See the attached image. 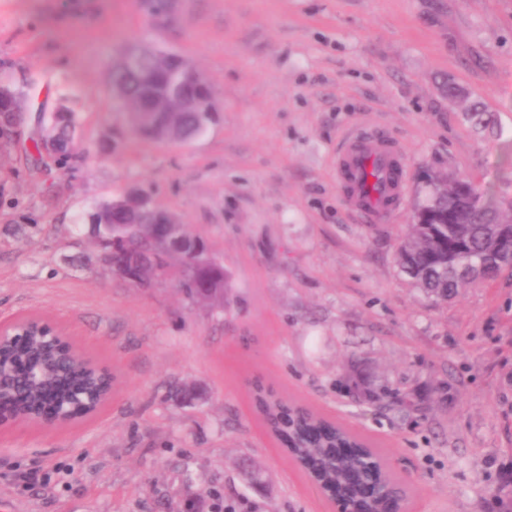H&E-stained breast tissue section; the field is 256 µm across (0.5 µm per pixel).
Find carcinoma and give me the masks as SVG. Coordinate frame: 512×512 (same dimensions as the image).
Here are the masks:
<instances>
[{
    "label": "carcinoma",
    "mask_w": 512,
    "mask_h": 512,
    "mask_svg": "<svg viewBox=\"0 0 512 512\" xmlns=\"http://www.w3.org/2000/svg\"><path fill=\"white\" fill-rule=\"evenodd\" d=\"M167 72L149 63L129 84L131 99L145 107L167 92ZM66 121L58 134L76 145L75 133L78 117L66 108ZM468 119L485 128L490 119L478 103L466 108ZM140 120L131 126L134 133L147 138L146 129L164 125L175 119L184 141L188 142L203 133L197 125L196 114L179 112H141ZM428 192L418 203L412 216L411 232L401 240L396 261L402 273L412 279L430 299L446 300L455 296L459 288L468 284L457 274V265L465 261L486 258L490 250V233L496 224L512 222V202L466 206L448 187L445 178L435 172L427 175ZM116 201H106L93 206L82 216V229L98 248V259L104 268L113 260L112 238L124 250L140 252L139 272L143 283L151 287L165 283L182 294L190 307L202 306L213 311L224 309V295L216 291L205 293L203 285H222L224 264L219 254L205 240H200L202 251L212 254V262L202 265L193 255L166 253L158 246L153 225L142 221L127 224L112 223V208ZM457 213L463 233L456 238L448 233V225L438 223L445 213ZM43 342L30 337L22 348H6L0 353V364L12 365V372L4 379H16L17 392L5 386L0 394L22 407L40 412L44 406L81 408L98 398L110 386L106 376L88 369L72 358L64 349H56L58 360L45 373H40L45 362L37 353ZM355 401L368 408H389L407 415L422 410V404L392 388L365 386L358 376L349 384ZM258 401L266 421L277 435L293 447L301 466L321 483L328 492L346 497L360 512H369L371 506L357 500L353 487L347 482V473L357 463L358 456L344 458L339 448L350 443L349 433L335 423L316 418L313 414L293 405L289 406L270 394H261Z\"/></svg>",
    "instance_id": "carcinoma-1"
}]
</instances>
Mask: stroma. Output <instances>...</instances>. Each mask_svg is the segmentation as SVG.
Masks as SVG:
<instances>
[{
	"instance_id": "obj_1",
	"label": "stroma",
	"mask_w": 512,
	"mask_h": 512,
	"mask_svg": "<svg viewBox=\"0 0 512 512\" xmlns=\"http://www.w3.org/2000/svg\"><path fill=\"white\" fill-rule=\"evenodd\" d=\"M134 44L210 80L218 110L190 144L131 131L111 73ZM447 77L466 100L448 101ZM1 85L25 115L0 155V320L66 327L111 369L112 398L69 427L0 426V512H333L259 387L369 440L408 482L406 512H512V273L435 301L395 262L423 171L512 199V0H0ZM470 101L492 130L465 119ZM62 104L82 151L45 168L31 136ZM378 127L407 189L364 224L333 161L345 132ZM132 189L222 253V315L94 264L81 216ZM354 366L425 414L355 404L340 385Z\"/></svg>"
}]
</instances>
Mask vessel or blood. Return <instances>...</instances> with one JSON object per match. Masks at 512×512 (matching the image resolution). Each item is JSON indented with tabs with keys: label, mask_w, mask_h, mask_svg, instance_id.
Returning a JSON list of instances; mask_svg holds the SVG:
<instances>
[{
	"label": "vessel or blood",
	"mask_w": 512,
	"mask_h": 512,
	"mask_svg": "<svg viewBox=\"0 0 512 512\" xmlns=\"http://www.w3.org/2000/svg\"><path fill=\"white\" fill-rule=\"evenodd\" d=\"M334 166L343 199L362 222L378 224L396 212L406 182L397 142L380 132L348 133Z\"/></svg>",
	"instance_id": "obj_1"
}]
</instances>
